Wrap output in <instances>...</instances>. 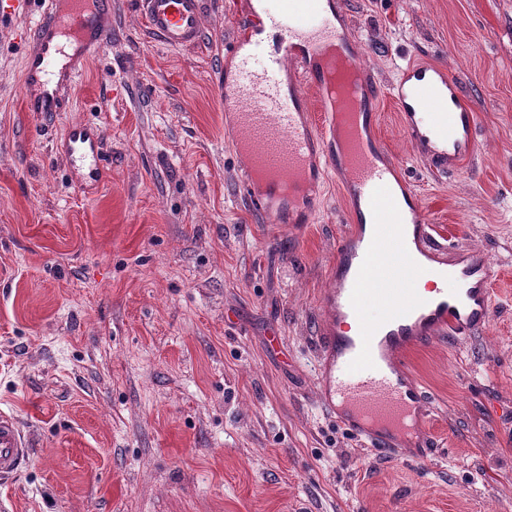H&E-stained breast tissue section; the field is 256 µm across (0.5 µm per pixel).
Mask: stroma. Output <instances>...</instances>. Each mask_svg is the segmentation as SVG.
Instances as JSON below:
<instances>
[{"instance_id":"35a3bbf8","label":"stroma","mask_w":512,"mask_h":512,"mask_svg":"<svg viewBox=\"0 0 512 512\" xmlns=\"http://www.w3.org/2000/svg\"><path fill=\"white\" fill-rule=\"evenodd\" d=\"M358 62L390 88L428 62L460 78L478 152L431 171L391 96L373 134L441 246L499 267L489 325L426 339L411 373L433 445L385 454L340 428L314 373L351 203L319 184L313 223L268 224L224 132L226 47L245 19L203 0L194 47L112 0L64 112L22 90L40 0L0 11V410L30 457L0 512H512V0H338ZM96 126L105 178L59 151Z\"/></svg>"}]
</instances>
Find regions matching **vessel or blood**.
<instances>
[{
  "label": "vessel or blood",
  "instance_id": "b4317fda",
  "mask_svg": "<svg viewBox=\"0 0 512 512\" xmlns=\"http://www.w3.org/2000/svg\"><path fill=\"white\" fill-rule=\"evenodd\" d=\"M311 16L286 0H258L248 6V29L272 28L274 47L237 36L227 53L234 60L224 76V130L244 163L243 186L253 208L272 224H309L320 204L316 188L335 172L356 202L353 224L336 246L334 286L322 308L321 354L316 375L322 405L345 430L391 454L419 458L429 442L431 417L424 392L411 376L409 355L426 338L457 337L486 328L491 318V284L499 271L480 251L460 250L450 268L430 259L437 249L417 193L397 175L394 164L371 135L380 99L379 81L359 91L357 129L348 141L335 135L333 122L315 128L312 108L327 112L325 53L340 45L349 61L354 46L336 24L332 0H312ZM150 31L166 46L190 48L203 34L202 0H137ZM34 46L25 60L22 85L30 112H62L65 85L78 74L66 48L97 51L105 38L96 0H43L33 29ZM262 69H250L255 54ZM402 130L414 152L439 172H448L477 152V116L461 81L436 65L406 64L390 89ZM434 102L439 111L424 125L420 108ZM67 158L90 161L102 177L100 152L91 126L72 124L65 141ZM391 190L399 229L392 244L401 269L412 277L435 278L433 295H387L378 323L368 322L361 300L368 283L382 277L376 256L383 240L366 234L382 208L381 188ZM31 445L16 420L0 413V478L16 473Z\"/></svg>",
  "mask_w": 512,
  "mask_h": 512
}]
</instances>
